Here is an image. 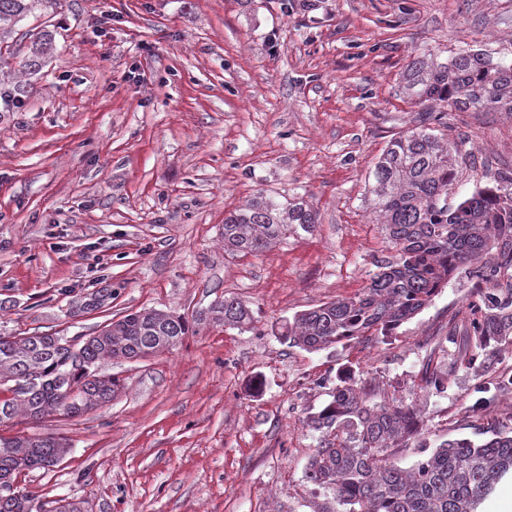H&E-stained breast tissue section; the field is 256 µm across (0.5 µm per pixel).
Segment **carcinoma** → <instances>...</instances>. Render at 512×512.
Wrapping results in <instances>:
<instances>
[{
  "mask_svg": "<svg viewBox=\"0 0 512 512\" xmlns=\"http://www.w3.org/2000/svg\"><path fill=\"white\" fill-rule=\"evenodd\" d=\"M51 0H0V37ZM53 51L50 32L30 34L25 67L36 72ZM405 93L417 104L439 106L421 112L414 128L393 139L371 172L369 207L378 216L391 257L377 259V271L360 294L323 303L293 317L283 339L307 352L368 332L386 334L422 311L457 275L493 287L481 321L452 343L472 363L489 366L492 353L512 347V172L500 171L494 184L453 198L458 173L475 166L465 140L449 139L434 124L448 125V112L512 114V64L495 62L481 50L463 48L446 59L417 54L406 67ZM27 86L0 82V99L21 103ZM317 215L303 200L284 203L259 193L224 217V249L256 254L291 233H310ZM112 289L99 288L72 313L100 308ZM216 324L241 328L251 323L247 306L234 297L208 310ZM202 318L159 310L130 313L103 327L75 348L60 336H0V424L18 412L41 419L55 412L79 415L107 403L119 381L99 374L106 359H138L177 345ZM321 433L307 466L308 478L333 493L345 512H478L497 483L512 474V431L487 440L441 442L411 468L389 461L388 450L418 432L415 403H378L361 382L336 385L332 401L309 418ZM55 437L0 436V487L13 475L48 469L69 453ZM31 492H0V512H45Z\"/></svg>",
  "mask_w": 512,
  "mask_h": 512,
  "instance_id": "carcinoma-1",
  "label": "carcinoma"
}]
</instances>
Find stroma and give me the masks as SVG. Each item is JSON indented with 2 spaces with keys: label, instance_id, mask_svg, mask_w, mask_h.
<instances>
[{
  "label": "stroma",
  "instance_id": "1",
  "mask_svg": "<svg viewBox=\"0 0 512 512\" xmlns=\"http://www.w3.org/2000/svg\"><path fill=\"white\" fill-rule=\"evenodd\" d=\"M57 0L0 41V74L22 76L27 30L54 52L28 76L22 105L0 111V336L82 342L129 313L192 315L228 296L242 330L201 327L170 351L102 361L112 400L79 416L16 417L5 437H62L57 465L17 489L82 512H313L333 495L309 482L320 434L311 415L339 371L375 401H426L423 433L390 449L408 468L442 441L511 429L485 415L512 350L470 365L449 333L472 329L469 283L451 279L404 322L379 365L380 336L309 353L281 337L288 318L351 297L388 249L367 224V178L418 105L403 91L411 57L472 45L512 61V0ZM449 137L487 143L455 188L512 168V114L455 112ZM265 193L317 211L313 232L258 255L224 249V217ZM110 286L99 309L71 302ZM439 372L443 391L426 387ZM305 378L303 393L292 390Z\"/></svg>",
  "mask_w": 512,
  "mask_h": 512
}]
</instances>
